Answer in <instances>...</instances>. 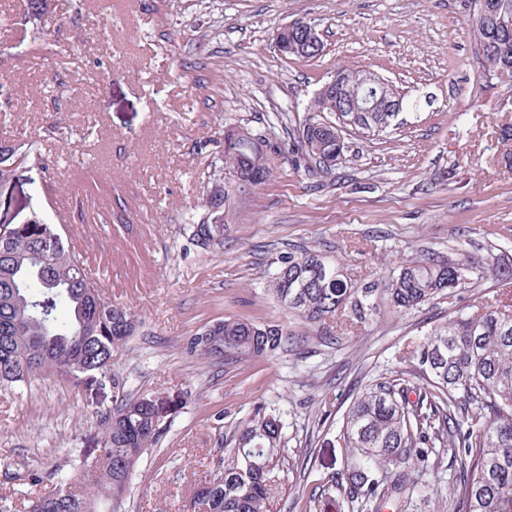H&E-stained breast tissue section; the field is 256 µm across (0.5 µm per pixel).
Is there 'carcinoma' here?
Wrapping results in <instances>:
<instances>
[{"instance_id": "carcinoma-1", "label": "carcinoma", "mask_w": 512, "mask_h": 512, "mask_svg": "<svg viewBox=\"0 0 512 512\" xmlns=\"http://www.w3.org/2000/svg\"><path fill=\"white\" fill-rule=\"evenodd\" d=\"M472 27L475 52L494 77L502 68L500 51L489 47V35L478 22ZM361 75L339 73L342 93L360 101L366 97L374 108L356 113L351 132L380 136L395 126L398 113L385 111V103L398 91L382 82L367 93ZM296 132L302 155L322 172L333 170L345 148L336 119L307 117ZM247 134L242 145L224 146L223 170L259 185L270 174L266 140L250 130ZM15 154V146L0 141V182L14 175ZM237 198V189L216 180L207 204L223 207V223L189 217L184 227L189 242L200 248L223 245L224 225L236 215ZM475 274L477 267L465 255L411 260L385 292L393 308L409 311L470 283ZM268 291L292 318L316 326L334 322L343 331L372 310L377 284L357 285L337 263L304 251L278 259ZM135 328V314L103 296L56 225L35 215L28 224L12 225L8 240L0 239V386H19L47 371L67 377L108 372L114 349L126 344ZM288 340V330L280 325L226 318L190 337L186 349L236 363L272 356L287 348ZM415 353L427 376L417 400L395 375L369 384L342 423L351 460L325 483L322 494L335 491L351 512H378L382 503L418 488L401 466L420 465L455 438L462 451L452 460L459 473L448 493L453 512H512V299L456 314L418 341ZM150 400L149 394L116 399L112 412L100 419L99 455L81 464L82 491H72L70 477L55 472L53 490L31 498L29 512H120L135 469L160 430ZM282 431L280 419L259 412L244 423L222 466L203 482L198 505L204 512H271L274 492L285 477Z\"/></svg>"}]
</instances>
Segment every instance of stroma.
<instances>
[{"instance_id": "35a3bbf8", "label": "stroma", "mask_w": 512, "mask_h": 512, "mask_svg": "<svg viewBox=\"0 0 512 512\" xmlns=\"http://www.w3.org/2000/svg\"><path fill=\"white\" fill-rule=\"evenodd\" d=\"M0 0V133L41 136L52 165L27 159L0 187V220L58 225L106 297L136 314L113 372L40 375L0 386V496L36 495L27 474L78 477L118 395L174 402L141 458L122 512H186L256 407L281 418L288 473L272 512H348L311 495L344 465L340 434L374 379L424 383L412 341L453 312L512 288V79H488L469 0ZM303 21L323 43L284 57L277 32ZM43 28L59 52L35 38ZM25 58L14 67L13 55ZM343 70L387 79L407 104L396 129L345 136L332 173L293 154L316 91ZM263 134L271 174L237 203L220 248L187 244L223 165L224 127ZM74 203L59 220L54 199ZM315 250L355 282L385 283L406 260L467 255L481 276L406 313L377 295L338 335L292 319L265 289L280 256ZM286 326V350L228 364L189 353L215 321ZM457 443L419 472L410 512H448Z\"/></svg>"}]
</instances>
